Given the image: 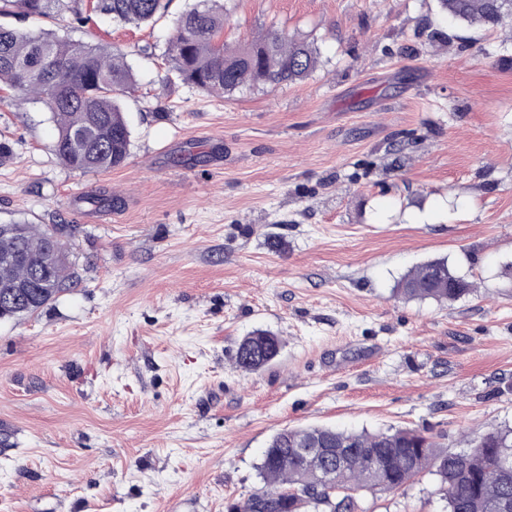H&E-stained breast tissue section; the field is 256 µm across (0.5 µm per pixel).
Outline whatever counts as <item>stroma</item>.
Wrapping results in <instances>:
<instances>
[{"label":"stroma","mask_w":512,"mask_h":512,"mask_svg":"<svg viewBox=\"0 0 512 512\" xmlns=\"http://www.w3.org/2000/svg\"><path fill=\"white\" fill-rule=\"evenodd\" d=\"M156 23L42 27L127 51L126 162L72 170L39 102L0 103V224H67L80 282L0 320V512H226L283 428L512 426V22L438 0H232L224 41L313 42L304 81L229 98L167 76ZM111 192V209L83 203ZM447 259L448 302L397 296ZM257 329L282 343L237 369ZM358 512H444L421 474ZM448 17L470 26L494 27L505 15L512 14V0H439ZM281 342L270 331L257 329L245 336L239 343L236 366L245 372H256L268 366L278 356Z\"/></svg>","instance_id":"obj_1"}]
</instances>
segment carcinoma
Instances as JSON below:
<instances>
[{
	"instance_id": "1",
	"label": "carcinoma",
	"mask_w": 512,
	"mask_h": 512,
	"mask_svg": "<svg viewBox=\"0 0 512 512\" xmlns=\"http://www.w3.org/2000/svg\"><path fill=\"white\" fill-rule=\"evenodd\" d=\"M83 0H0V15L40 19L70 11L83 22ZM448 17L470 26L493 27L512 14V0H439ZM111 22L142 25L164 14L163 0H97ZM229 18L227 0H197L173 17L164 52L168 73L204 92L232 97L245 88L277 87L307 78L318 56L311 43L273 32L228 48L221 40ZM14 98L41 102L55 125L52 150L68 167L106 172L130 154L131 130L120 97L135 91V73L126 56L64 39L51 31L34 33L0 25V85ZM63 229L31 224L0 230V253L23 259L0 263V320L33 315L75 287L77 275L61 238ZM54 245L59 257L44 272L39 259ZM470 291L469 282L434 260L416 267L397 284L408 299L452 301ZM281 342L257 329L239 343L236 366L256 372L278 356ZM324 452L304 457L301 448ZM336 458L335 484L326 486L329 454ZM257 472L262 485L227 512H354L363 490L399 491L417 475L437 477L446 512H502L512 502V428L483 435L474 445L448 452L413 429L345 431L326 426L284 428L267 442Z\"/></svg>"
}]
</instances>
